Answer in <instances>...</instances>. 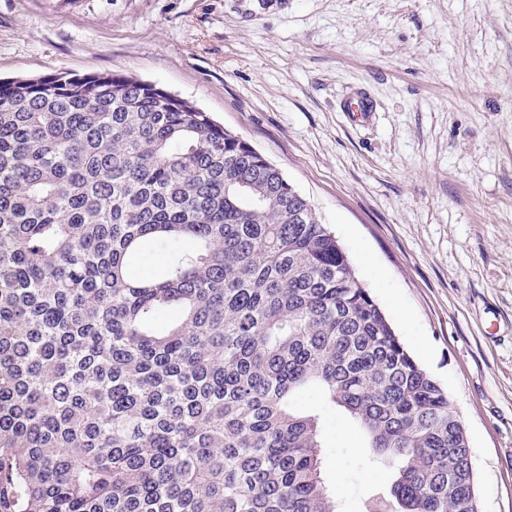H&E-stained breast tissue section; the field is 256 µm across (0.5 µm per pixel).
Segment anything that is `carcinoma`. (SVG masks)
Listing matches in <instances>:
<instances>
[{
	"mask_svg": "<svg viewBox=\"0 0 512 512\" xmlns=\"http://www.w3.org/2000/svg\"><path fill=\"white\" fill-rule=\"evenodd\" d=\"M308 387L396 466L366 512H474L448 392L278 169L127 75L0 80V512H339Z\"/></svg>",
	"mask_w": 512,
	"mask_h": 512,
	"instance_id": "obj_1",
	"label": "carcinoma"
}]
</instances>
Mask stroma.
Listing matches in <instances>:
<instances>
[{
  "mask_svg": "<svg viewBox=\"0 0 512 512\" xmlns=\"http://www.w3.org/2000/svg\"><path fill=\"white\" fill-rule=\"evenodd\" d=\"M105 71L191 100L306 197L447 390L481 512H512V0H0V78ZM296 402L363 512L392 467L317 390Z\"/></svg>",
  "mask_w": 512,
  "mask_h": 512,
  "instance_id": "stroma-1",
  "label": "stroma"
}]
</instances>
